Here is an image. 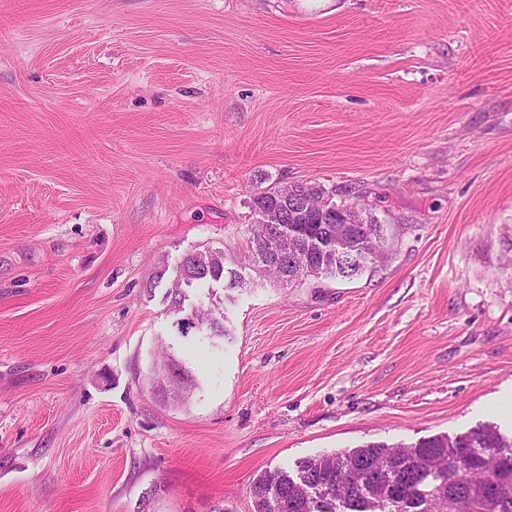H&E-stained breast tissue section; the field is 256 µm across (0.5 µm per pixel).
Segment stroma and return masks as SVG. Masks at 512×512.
I'll use <instances>...</instances> for the list:
<instances>
[{"label":"stroma","instance_id":"1","mask_svg":"<svg viewBox=\"0 0 512 512\" xmlns=\"http://www.w3.org/2000/svg\"><path fill=\"white\" fill-rule=\"evenodd\" d=\"M301 182L382 260L250 269L251 196ZM207 247L246 282L183 338ZM511 403L512 0H0V512H253L263 471ZM161 385L168 383L171 389L173 398L178 399L181 396L184 385L192 388V378L189 371L183 364L170 359L169 363L165 365L162 377L158 380Z\"/></svg>","mask_w":512,"mask_h":512}]
</instances>
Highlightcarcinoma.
I'll list each match as a JSON object with an SVG mask.
<instances>
[{
    "mask_svg": "<svg viewBox=\"0 0 512 512\" xmlns=\"http://www.w3.org/2000/svg\"><path fill=\"white\" fill-rule=\"evenodd\" d=\"M285 206L277 189L254 194L251 213L272 206ZM281 233L297 238L301 261L294 266H273L274 251L264 225L253 224L247 248L252 267L279 281L350 279L380 256L385 242L384 225L368 217L363 224H325L320 216H300L279 225ZM200 262L188 265L185 286L228 279L227 288L242 282L237 270L225 271L221 251L196 254ZM203 324L213 336L227 335L224 313L218 307L205 310ZM160 384H169L179 398L192 378L183 364L170 360ZM498 462L500 480L488 497L481 488L486 482V460ZM382 464L380 484L389 494L370 484V476L359 468L369 462ZM299 477L284 470L265 472L251 485L254 512H512V436L497 426L483 424L465 434L425 438L410 446L374 442L332 455L302 461ZM329 485L333 494L309 502L308 487Z\"/></svg>",
    "mask_w": 512,
    "mask_h": 512,
    "instance_id": "1",
    "label": "carcinoma"
}]
</instances>
